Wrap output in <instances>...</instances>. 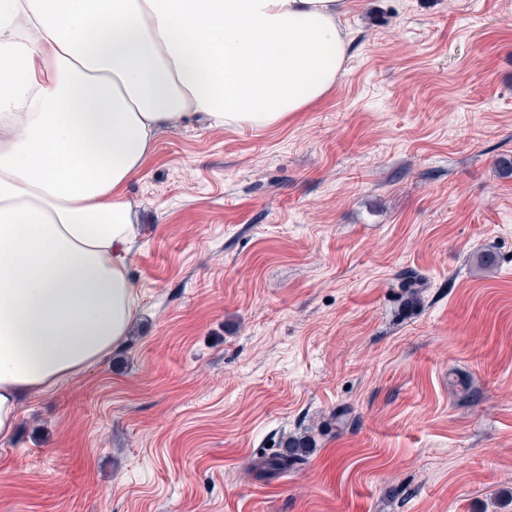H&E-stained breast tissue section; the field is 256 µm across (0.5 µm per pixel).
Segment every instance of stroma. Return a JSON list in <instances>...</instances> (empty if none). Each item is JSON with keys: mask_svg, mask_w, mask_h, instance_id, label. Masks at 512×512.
Instances as JSON below:
<instances>
[{"mask_svg": "<svg viewBox=\"0 0 512 512\" xmlns=\"http://www.w3.org/2000/svg\"><path fill=\"white\" fill-rule=\"evenodd\" d=\"M347 2L319 102L159 135L136 319L24 399L0 512H512V0ZM305 430L299 434L288 435V438L280 442L279 451L268 457H261L254 461L251 469L260 476L275 477L296 469L306 462L315 448V440Z\"/></svg>", "mask_w": 512, "mask_h": 512, "instance_id": "35a3bbf8", "label": "stroma"}]
</instances>
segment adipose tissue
I'll list each match as a JSON object with an SVG mask.
<instances>
[{
	"mask_svg": "<svg viewBox=\"0 0 512 512\" xmlns=\"http://www.w3.org/2000/svg\"><path fill=\"white\" fill-rule=\"evenodd\" d=\"M343 0H0V440L123 345L128 186L192 117L274 127L344 71Z\"/></svg>",
	"mask_w": 512,
	"mask_h": 512,
	"instance_id": "adipose-tissue-1",
	"label": "adipose tissue"
}]
</instances>
